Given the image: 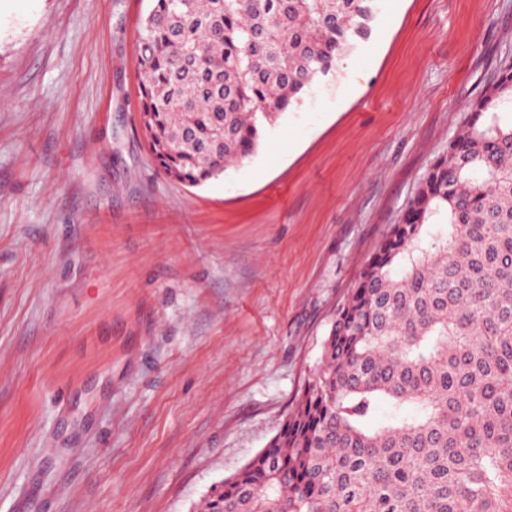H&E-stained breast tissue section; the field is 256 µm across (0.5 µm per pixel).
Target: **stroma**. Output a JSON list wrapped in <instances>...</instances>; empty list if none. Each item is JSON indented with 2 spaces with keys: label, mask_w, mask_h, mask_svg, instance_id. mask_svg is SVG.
I'll list each match as a JSON object with an SVG mask.
<instances>
[{
  "label": "stroma",
  "mask_w": 512,
  "mask_h": 512,
  "mask_svg": "<svg viewBox=\"0 0 512 512\" xmlns=\"http://www.w3.org/2000/svg\"><path fill=\"white\" fill-rule=\"evenodd\" d=\"M149 6L0 0V512H199L512 60V0H381L249 160L190 187L138 121Z\"/></svg>",
  "instance_id": "obj_1"
}]
</instances>
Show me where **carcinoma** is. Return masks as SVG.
I'll return each mask as SVG.
<instances>
[{
  "label": "carcinoma",
  "instance_id": "1",
  "mask_svg": "<svg viewBox=\"0 0 512 512\" xmlns=\"http://www.w3.org/2000/svg\"><path fill=\"white\" fill-rule=\"evenodd\" d=\"M151 2L140 122L189 186L251 156L379 14L378 0ZM202 512H512L511 64L337 309L296 410Z\"/></svg>",
  "mask_w": 512,
  "mask_h": 512
}]
</instances>
